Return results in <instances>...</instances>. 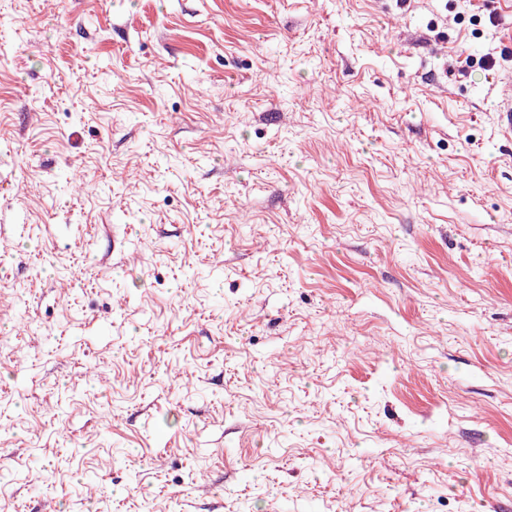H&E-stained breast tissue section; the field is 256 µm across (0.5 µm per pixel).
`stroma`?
<instances>
[{"label":"stroma","mask_w":512,"mask_h":512,"mask_svg":"<svg viewBox=\"0 0 512 512\" xmlns=\"http://www.w3.org/2000/svg\"><path fill=\"white\" fill-rule=\"evenodd\" d=\"M511 95L512 0H0V512H512Z\"/></svg>","instance_id":"35a3bbf8"}]
</instances>
